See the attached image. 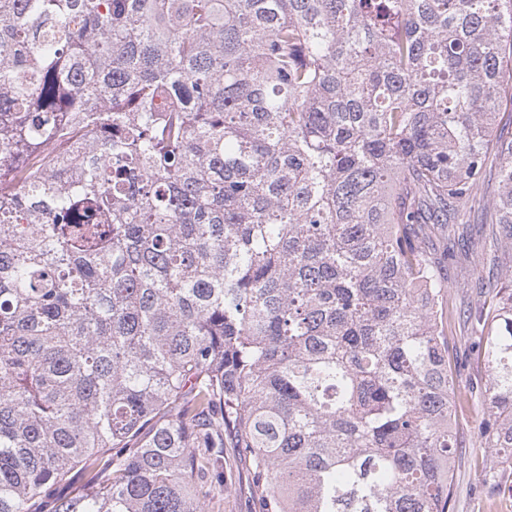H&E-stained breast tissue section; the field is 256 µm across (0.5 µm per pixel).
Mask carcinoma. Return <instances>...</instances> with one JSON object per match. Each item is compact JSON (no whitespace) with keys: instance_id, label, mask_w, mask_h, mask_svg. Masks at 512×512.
Here are the masks:
<instances>
[{"instance_id":"cac0c4a2","label":"carcinoma","mask_w":512,"mask_h":512,"mask_svg":"<svg viewBox=\"0 0 512 512\" xmlns=\"http://www.w3.org/2000/svg\"><path fill=\"white\" fill-rule=\"evenodd\" d=\"M506 89L512 0H0V512H205L226 440L262 512H448L428 244L477 208L501 255L512 457Z\"/></svg>"}]
</instances>
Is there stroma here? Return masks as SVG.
Returning <instances> with one entry per match:
<instances>
[{"label":"stroma","instance_id":"1","mask_svg":"<svg viewBox=\"0 0 512 512\" xmlns=\"http://www.w3.org/2000/svg\"><path fill=\"white\" fill-rule=\"evenodd\" d=\"M464 240L453 260L447 261L443 274L457 307L465 308L484 296L483 287L490 272L487 263H473V253H488L489 243L483 225L471 223L459 227ZM451 363L458 372L461 391L467 405L457 424L458 448L455 455V482L449 512H512V468L504 469L500 479L482 482V467L496 463L500 454L481 447L477 426L486 412L484 385L486 368L473 348L474 338L467 325L452 322L447 330ZM234 476L224 489H210L206 512H259L250 493L251 477L246 469L234 468Z\"/></svg>","mask_w":512,"mask_h":512}]
</instances>
